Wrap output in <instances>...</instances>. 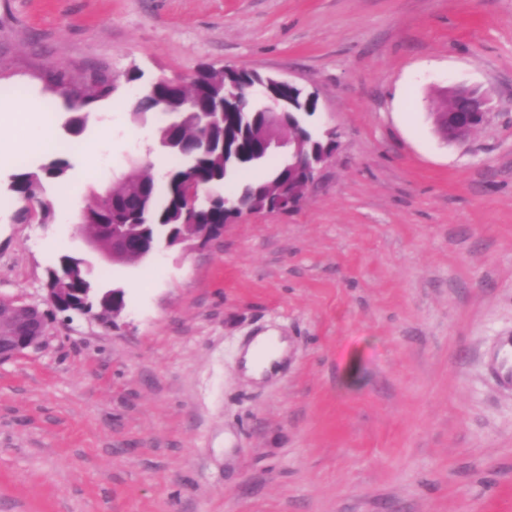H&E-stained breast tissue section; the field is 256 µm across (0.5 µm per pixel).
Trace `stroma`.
<instances>
[{
    "label": "stroma",
    "mask_w": 512,
    "mask_h": 512,
    "mask_svg": "<svg viewBox=\"0 0 512 512\" xmlns=\"http://www.w3.org/2000/svg\"><path fill=\"white\" fill-rule=\"evenodd\" d=\"M202 65L315 90L336 152L289 210L97 261L115 323L58 318L0 362V512H512V0H0V98L97 147L49 224L7 190L49 152L0 169V302L41 303L93 192L169 161L127 86L77 135L64 88ZM451 85L493 106L462 144L433 124ZM268 331L288 359L255 382L239 353Z\"/></svg>",
    "instance_id": "1"
}]
</instances>
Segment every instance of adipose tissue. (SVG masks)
Returning <instances> with one entry per match:
<instances>
[{
  "mask_svg": "<svg viewBox=\"0 0 512 512\" xmlns=\"http://www.w3.org/2000/svg\"><path fill=\"white\" fill-rule=\"evenodd\" d=\"M22 129L23 137L4 139L0 136V164L31 148H41L47 144L52 133L46 125L38 104H29L26 111H19L15 101L0 100V133ZM288 355L286 339L268 332L255 336L241 351L243 374L256 381L263 380L281 365Z\"/></svg>",
  "mask_w": 512,
  "mask_h": 512,
  "instance_id": "1",
  "label": "adipose tissue"
}]
</instances>
